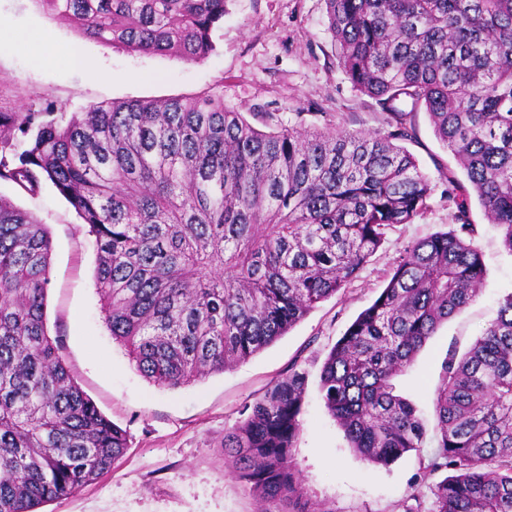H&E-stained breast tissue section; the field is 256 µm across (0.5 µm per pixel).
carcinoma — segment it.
<instances>
[{"label": "carcinoma", "instance_id": "cac0c4a2", "mask_svg": "<svg viewBox=\"0 0 512 512\" xmlns=\"http://www.w3.org/2000/svg\"><path fill=\"white\" fill-rule=\"evenodd\" d=\"M104 46L210 55L227 0H39ZM338 64L387 111L386 131L282 126L224 100L130 99L66 123L0 109V181L51 182L95 236L106 328L150 382L177 389L285 335L351 282L385 230L427 207L431 182L402 141L401 108L428 113L467 183L447 177L458 228L404 249L374 302L331 348L324 405L362 461L424 447L392 379L478 297L485 269L471 197L512 254V0H325ZM52 241L0 198V512H38L108 472L128 448L75 381L46 323ZM308 373L291 368L224 433L234 478L307 512L292 449ZM429 468L432 512H512V294L470 350L445 363Z\"/></svg>", "mask_w": 512, "mask_h": 512}]
</instances>
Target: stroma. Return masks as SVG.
<instances>
[{"label": "stroma", "mask_w": 512, "mask_h": 512, "mask_svg": "<svg viewBox=\"0 0 512 512\" xmlns=\"http://www.w3.org/2000/svg\"><path fill=\"white\" fill-rule=\"evenodd\" d=\"M0 19L9 25L0 31V42L29 44L22 51H0V105L35 112L49 107L60 123L92 105L217 95L226 110L242 113L264 131L298 121L319 128L384 127L382 106L355 90L337 64L324 0H228L216 49L198 61L103 46L48 16L38 0H0ZM75 45L82 47L86 66L70 63L68 51ZM411 123L416 134L407 148L433 185L427 210L412 223L387 229L356 278L273 344L224 373L175 390L144 378L106 329L94 285L95 239L72 206L51 182H42L33 195L0 182V197L50 232V334L59 338L82 389L128 435L129 447L112 470L41 512H262L230 473L224 433L293 367L309 374L293 450L309 512H404L416 492L430 512L436 478L429 459L437 444L434 399L442 368L451 355L468 350L512 293V255L479 204L470 209L471 242L486 269L483 290L440 326L412 367L393 381L396 393L421 413L424 448L386 466L361 462L319 395V373L330 349L385 288L404 249L456 225L446 177L460 167L435 137L427 112L412 113Z\"/></svg>", "instance_id": "stroma-1"}]
</instances>
